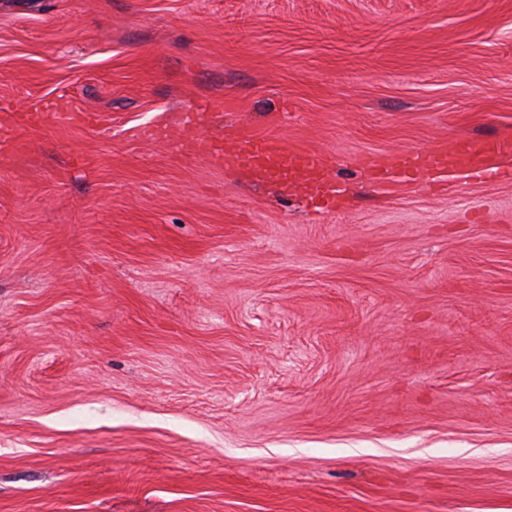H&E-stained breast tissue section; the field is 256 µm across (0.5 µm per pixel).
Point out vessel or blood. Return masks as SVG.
Listing matches in <instances>:
<instances>
[{"label":"vessel or blood","instance_id":"1","mask_svg":"<svg viewBox=\"0 0 512 512\" xmlns=\"http://www.w3.org/2000/svg\"><path fill=\"white\" fill-rule=\"evenodd\" d=\"M205 118L202 112L168 113L144 129L142 136L165 141L177 130L192 140ZM204 151L225 170L242 171L303 196L315 210L326 213L343 205L344 191L325 158L288 147L279 137L230 129L223 138L207 144ZM510 155V139L458 137L425 150L363 155L356 163L378 184L411 183L427 189L444 177L501 178L502 160Z\"/></svg>","mask_w":512,"mask_h":512}]
</instances>
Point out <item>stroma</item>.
<instances>
[{
	"label": "stroma",
	"instance_id": "stroma-1",
	"mask_svg": "<svg viewBox=\"0 0 512 512\" xmlns=\"http://www.w3.org/2000/svg\"><path fill=\"white\" fill-rule=\"evenodd\" d=\"M195 109L349 201L141 138ZM0 132V512H512V180L353 164L512 139V0H0ZM199 145L226 171H242L301 195L317 211H336L343 205L345 190L336 183L325 158L306 149L288 147L277 136L230 129L223 138Z\"/></svg>",
	"mask_w": 512,
	"mask_h": 512
}]
</instances>
